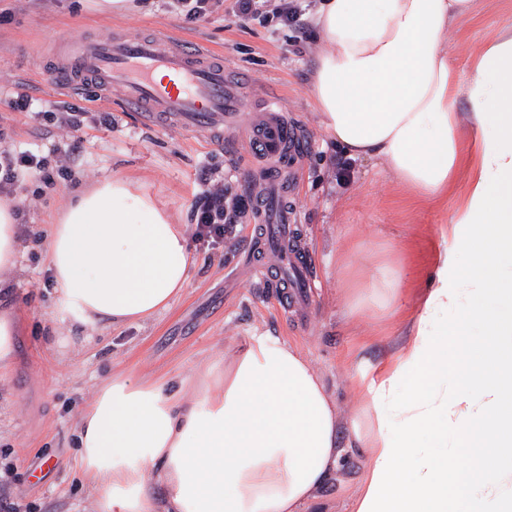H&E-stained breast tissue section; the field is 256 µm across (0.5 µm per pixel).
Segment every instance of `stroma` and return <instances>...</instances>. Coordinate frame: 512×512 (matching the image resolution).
<instances>
[{"label":"stroma","instance_id":"1","mask_svg":"<svg viewBox=\"0 0 512 512\" xmlns=\"http://www.w3.org/2000/svg\"><path fill=\"white\" fill-rule=\"evenodd\" d=\"M234 4L217 0L209 16L190 21L172 11L170 0H134L132 9L112 16L96 12L94 0H0V152L29 151L46 161L44 174L27 178L13 194L26 213L21 239L27 250L12 301L27 318L21 360L0 386V512H96L80 479L75 437L78 414L101 382L115 374L156 380L186 371L243 346L256 332L294 343L323 374L348 451L312 509L352 512L366 463L365 449L351 445L360 399L355 381L371 376L402 341L453 199L406 206L405 190L377 162L348 166L328 140L310 89L321 50L311 28L318 0H299L300 21L288 27L273 17L239 21ZM508 23L512 0H479L476 16L448 33L455 68L465 69ZM149 29L172 30L223 53L255 87L251 110L277 101L303 131L295 243L317 288L305 311H284L276 300L277 282L253 274L254 263L271 266L275 259L260 250L247 220L223 245L196 251L184 294L152 322L101 330L89 344H49L42 337L50 325L54 286L34 234L52 223L77 185L107 174L136 179L178 223L188 224L204 194L218 188L232 195L254 193L265 179L244 141L243 125L227 127L220 136L172 121L150 127L124 108L120 92L103 99L90 88L62 91L54 85L52 73L64 52L60 36L138 35ZM15 92L31 97L28 111L11 107ZM69 112L81 113L80 128L64 124ZM356 241L362 248L355 252ZM342 254L349 255L354 275L367 281L380 275L383 255L402 260L396 316H346L345 284L336 275Z\"/></svg>","mask_w":512,"mask_h":512}]
</instances>
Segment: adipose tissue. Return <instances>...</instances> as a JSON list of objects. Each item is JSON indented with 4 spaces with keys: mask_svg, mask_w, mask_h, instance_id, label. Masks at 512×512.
Instances as JSON below:
<instances>
[{
    "mask_svg": "<svg viewBox=\"0 0 512 512\" xmlns=\"http://www.w3.org/2000/svg\"><path fill=\"white\" fill-rule=\"evenodd\" d=\"M475 12L476 0H320L314 15L312 96L336 147L381 161L418 200L465 183L406 339L362 386L368 463L353 512H512V312L492 308L512 304V24L461 74L448 32ZM22 220L0 200V289L20 273ZM43 243L53 320L90 332L170 309L195 265L185 225L119 175L75 193ZM400 274L396 261L355 283L350 314H393ZM455 312L481 325L482 344L461 350ZM24 323L0 310V384ZM77 428L97 512H306L345 454L323 376L262 333L172 379H107ZM465 443L488 449L479 468L449 465L447 447Z\"/></svg>",
    "mask_w": 512,
    "mask_h": 512,
    "instance_id": "ef3b65f1",
    "label": "adipose tissue"
}]
</instances>
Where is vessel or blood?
<instances>
[{
  "label": "vessel or blood",
  "mask_w": 512,
  "mask_h": 512,
  "mask_svg": "<svg viewBox=\"0 0 512 512\" xmlns=\"http://www.w3.org/2000/svg\"><path fill=\"white\" fill-rule=\"evenodd\" d=\"M67 47L64 63L53 73L54 82L92 87L105 99L120 89L126 108L141 110L152 120L170 119L188 129L206 126L220 134L238 120L249 100L223 56L207 46L183 45L169 32L84 37ZM245 135L258 160L277 165L254 204L261 240L279 263L272 270L258 266L257 273L263 278L276 276L295 288L311 287L305 257L289 247L295 221L289 196L305 143L287 114L273 107L253 114Z\"/></svg>",
  "instance_id": "b4317fda"
}]
</instances>
